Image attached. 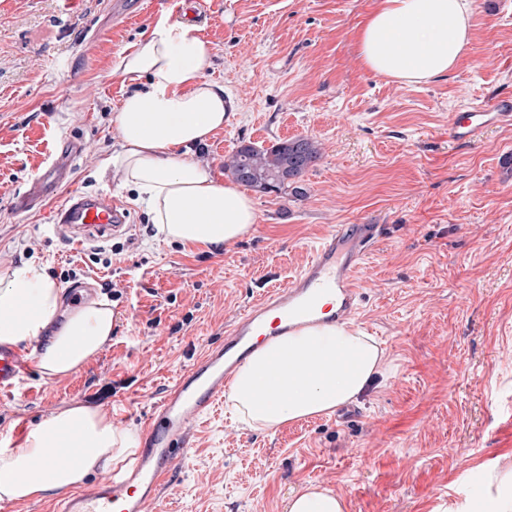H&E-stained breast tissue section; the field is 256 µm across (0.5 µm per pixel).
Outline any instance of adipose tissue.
I'll return each instance as SVG.
<instances>
[{"label": "adipose tissue", "instance_id": "ef3b65f1", "mask_svg": "<svg viewBox=\"0 0 512 512\" xmlns=\"http://www.w3.org/2000/svg\"><path fill=\"white\" fill-rule=\"evenodd\" d=\"M473 0H380L358 37L370 71L408 84L448 73L471 41ZM212 49L180 21L158 23L121 55L115 74L146 78L126 96L114 123L121 144L106 166L121 170L157 226L159 238L214 248L247 234L257 221L249 196L214 179L195 150L229 122L233 100L207 77ZM62 290L31 262L0 277V344L38 343L45 378L70 375L112 341L111 303L91 299L63 324L55 319ZM389 367L383 350L360 329L322 324L261 345L236 373L229 399L248 424L275 429L354 400ZM137 432L117 427L89 405L60 408L23 440L0 448V500L23 502L75 488L97 472L125 468L137 455ZM54 447H70L60 466Z\"/></svg>", "mask_w": 512, "mask_h": 512}]
</instances>
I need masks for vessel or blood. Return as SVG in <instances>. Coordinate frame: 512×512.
Segmentation results:
<instances>
[{
	"mask_svg": "<svg viewBox=\"0 0 512 512\" xmlns=\"http://www.w3.org/2000/svg\"><path fill=\"white\" fill-rule=\"evenodd\" d=\"M512 121V101L476 106L452 114L448 134L473 142L489 125ZM85 150L70 143L46 170L31 179L13 206L26 212L43 205L63 183L72 162ZM129 214L111 194H75L54 215L52 231L76 245L104 242L127 224ZM383 232L379 224H339L316 245L305 266L285 284L268 289L225 327L222 339L191 358L172 386L145 418V446L126 472L100 473L91 491L66 495L55 512H154L172 475L183 468L194 449V426L223 402L237 370L267 338L283 336L326 322L353 323L361 309V271ZM332 297V313L320 309ZM27 366L20 347L0 345V394L12 393Z\"/></svg>",
	"mask_w": 512,
	"mask_h": 512,
	"instance_id": "obj_1",
	"label": "vessel or blood"
}]
</instances>
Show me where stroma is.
Instances as JSON below:
<instances>
[{"label": "stroma", "instance_id": "obj_1", "mask_svg": "<svg viewBox=\"0 0 512 512\" xmlns=\"http://www.w3.org/2000/svg\"><path fill=\"white\" fill-rule=\"evenodd\" d=\"M0 0V276L41 264L60 288L86 284L117 315L112 342L76 373L31 367L0 395V440L69 404L143 432L154 402L262 291L288 280L337 224H382L364 267L358 328L388 372L350 411L250 426L219 407L160 512H287L310 484L345 512H483V470L512 465V123L464 144L453 113L512 97V0H475L468 51L445 76L407 84L368 71L357 35L376 0H200L208 78L236 103L199 157L224 184L241 144L307 137L321 157L291 187L248 189L257 222L241 239L191 251L149 234L122 171L98 172L123 134L112 121L132 82L119 54L175 0ZM87 148L39 210L13 199L50 154ZM75 192L108 193L127 233L75 248L44 227Z\"/></svg>", "mask_w": 512, "mask_h": 512}]
</instances>
